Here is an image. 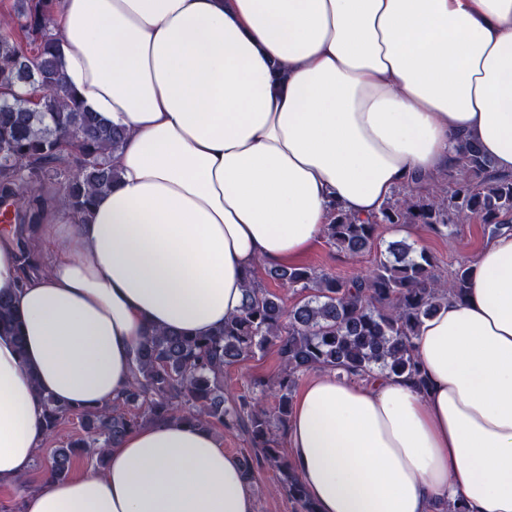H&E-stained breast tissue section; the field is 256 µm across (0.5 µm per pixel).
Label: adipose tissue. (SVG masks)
<instances>
[{"label":"adipose tissue","mask_w":512,"mask_h":512,"mask_svg":"<svg viewBox=\"0 0 512 512\" xmlns=\"http://www.w3.org/2000/svg\"><path fill=\"white\" fill-rule=\"evenodd\" d=\"M64 83L121 127L119 177L79 215L0 226V512H257L213 429L157 418L102 466L24 484L42 394L121 400L147 336H207L256 264L287 265L334 208L378 214L476 141L512 174V0H63L48 23ZM426 389L324 371L295 396L289 459L317 512H512V231L463 299L420 325ZM0 330L13 333L16 343H23V336L20 335L19 322L9 298L0 294Z\"/></svg>","instance_id":"adipose-tissue-1"}]
</instances>
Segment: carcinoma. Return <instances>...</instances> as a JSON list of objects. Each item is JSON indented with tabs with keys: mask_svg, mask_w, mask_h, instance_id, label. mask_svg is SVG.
Listing matches in <instances>:
<instances>
[{
	"mask_svg": "<svg viewBox=\"0 0 512 512\" xmlns=\"http://www.w3.org/2000/svg\"><path fill=\"white\" fill-rule=\"evenodd\" d=\"M62 0H15L10 20L0 33V204L13 201L18 224H36L45 200L37 187L57 184L59 199L77 213L90 211L96 195L112 186L118 171L110 157L124 132L87 111L76 92L62 80L59 59L48 29L49 16ZM15 85L36 88L33 103L9 93ZM459 172L449 178L448 195L409 191L388 203L380 215L360 220L338 208L325 236L337 251L355 256L374 244L384 224H422L439 235H452L462 221L476 218L495 237L512 230V176L499 175L479 145L459 142ZM271 279L293 289L301 299L290 309L250 274L240 315L210 336L169 330L149 336L136 355V373L121 404L90 410L42 396L44 428L56 434L75 418L80 432L55 448L45 462L50 479L67 477L83 456L102 462L103 449L120 441L147 420L175 417L203 426L240 428L249 435L253 453L245 457L247 476L268 466L279 474V487L299 512H315L301 481L281 447L297 379L311 370L369 377L375 371L425 387L413 340L424 319L450 298L467 291L468 268L449 277L438 272L435 257L404 239L392 241L386 255L366 273L344 279L308 266L268 270ZM0 330L23 336L9 298L0 295ZM276 349L280 369L272 381L277 405L269 409L258 397L243 394L231 404L224 398V369Z\"/></svg>",
	"mask_w": 512,
	"mask_h": 512,
	"instance_id": "1",
	"label": "carcinoma"
}]
</instances>
